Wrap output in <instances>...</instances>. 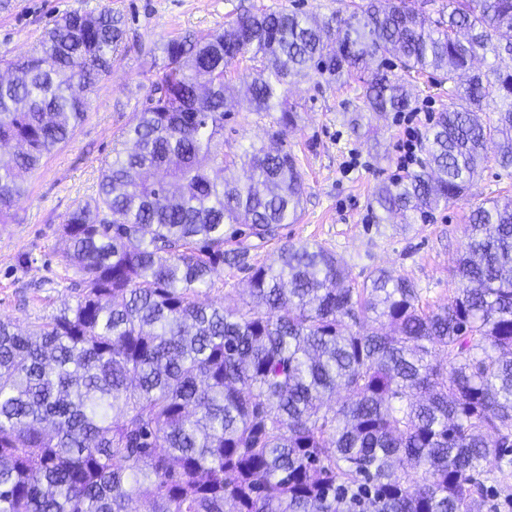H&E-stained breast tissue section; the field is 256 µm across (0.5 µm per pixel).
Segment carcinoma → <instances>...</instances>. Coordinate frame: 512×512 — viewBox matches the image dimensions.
Listing matches in <instances>:
<instances>
[{"instance_id": "carcinoma-1", "label": "carcinoma", "mask_w": 512, "mask_h": 512, "mask_svg": "<svg viewBox=\"0 0 512 512\" xmlns=\"http://www.w3.org/2000/svg\"><path fill=\"white\" fill-rule=\"evenodd\" d=\"M432 2L350 0L323 23L259 10L164 43L123 148L65 219L76 304L25 331L0 318V512H483L512 468L511 196L473 211L443 307L385 270L355 286L331 250L288 243L252 267L249 300H197L248 254L224 226L264 240L301 206L292 153L224 154L240 58L258 63L246 96L275 113L278 140L297 123L289 86L313 74L378 62L359 78L361 110L378 113L410 105L413 71L448 84L424 166L373 193L386 215L460 199L489 142L512 168V72L496 65L512 54V0H448L435 20ZM125 35L112 9H74L0 61L1 222L84 120Z\"/></svg>"}]
</instances>
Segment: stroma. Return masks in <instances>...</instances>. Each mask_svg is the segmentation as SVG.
<instances>
[{
	"label": "stroma",
	"instance_id": "stroma-1",
	"mask_svg": "<svg viewBox=\"0 0 512 512\" xmlns=\"http://www.w3.org/2000/svg\"><path fill=\"white\" fill-rule=\"evenodd\" d=\"M102 3L122 18L129 36L148 45L224 28L248 10L285 7L325 20L340 7L338 0H0V60L39 45L63 12L93 10ZM160 66L154 57L119 51L111 74L88 95L84 122L66 145L44 159L10 219L0 223V317L17 328L27 329L75 302V274L58 254L64 219L96 196L100 169L133 125ZM250 66L245 59L230 66V96L239 100ZM358 84L355 78L336 84L313 77L293 86L291 99L300 105V119L283 146L296 155L302 176L298 220L251 250L247 268H225L222 282L203 289L200 302H219L227 294L237 301L247 298L249 266L270 262L286 243L329 248L355 283L377 269L406 277L423 303L433 308L446 305L454 295L458 280L453 270L467 218L494 198L512 196V169L488 163L463 198L415 224L379 217L370 207L371 198L379 183L396 178L405 125L400 113L367 112L360 133H353L349 119L357 105ZM408 87L418 131L426 133L448 107V88L427 73L409 77ZM270 123V117L250 111L239 100L224 121L225 152L249 143L269 144ZM25 254L30 260L24 264L20 258Z\"/></svg>",
	"mask_w": 512,
	"mask_h": 512
}]
</instances>
